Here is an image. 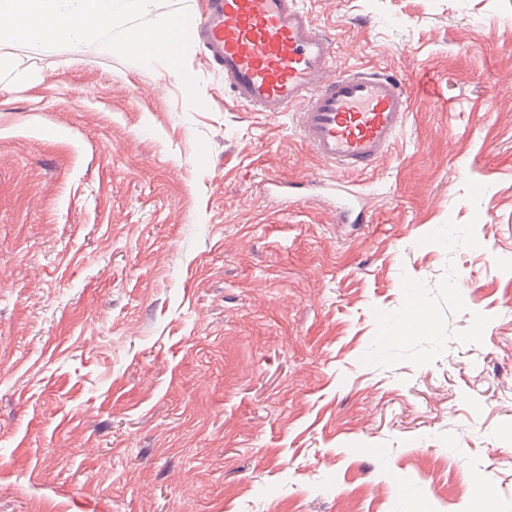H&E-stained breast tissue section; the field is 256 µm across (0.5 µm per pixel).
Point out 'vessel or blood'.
<instances>
[{
  "instance_id": "1",
  "label": "vessel or blood",
  "mask_w": 512,
  "mask_h": 512,
  "mask_svg": "<svg viewBox=\"0 0 512 512\" xmlns=\"http://www.w3.org/2000/svg\"><path fill=\"white\" fill-rule=\"evenodd\" d=\"M233 103L278 115L297 107L303 141L338 170H365L401 135L411 97L368 68L336 70L330 38L301 0H207L198 29Z\"/></svg>"
}]
</instances>
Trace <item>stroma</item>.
Listing matches in <instances>:
<instances>
[{"mask_svg": "<svg viewBox=\"0 0 512 512\" xmlns=\"http://www.w3.org/2000/svg\"><path fill=\"white\" fill-rule=\"evenodd\" d=\"M304 6L411 95L372 170L198 39L0 44V512H512V0Z\"/></svg>", "mask_w": 512, "mask_h": 512, "instance_id": "35a3bbf8", "label": "stroma"}]
</instances>
